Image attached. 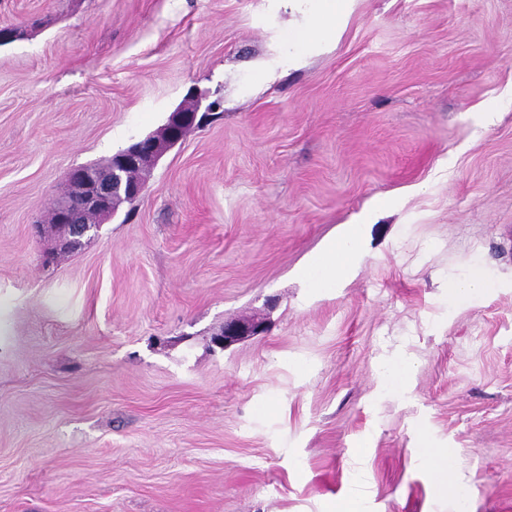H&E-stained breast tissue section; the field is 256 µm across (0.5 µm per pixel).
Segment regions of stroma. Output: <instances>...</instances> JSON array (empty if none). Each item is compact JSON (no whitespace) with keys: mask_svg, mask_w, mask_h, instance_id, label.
I'll list each match as a JSON object with an SVG mask.
<instances>
[{"mask_svg":"<svg viewBox=\"0 0 512 512\" xmlns=\"http://www.w3.org/2000/svg\"><path fill=\"white\" fill-rule=\"evenodd\" d=\"M305 11L0 0V512H456L425 447L512 512V0H355L297 66ZM193 92L140 199L45 263L70 172ZM382 202L350 279L302 287ZM230 318L265 330L219 348ZM476 271L480 274H475ZM491 286L481 269L474 268L464 280L452 287L451 293L456 299H465L482 293Z\"/></svg>","mask_w":512,"mask_h":512,"instance_id":"stroma-1","label":"stroma"}]
</instances>
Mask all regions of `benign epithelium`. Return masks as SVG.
<instances>
[{
    "mask_svg": "<svg viewBox=\"0 0 512 512\" xmlns=\"http://www.w3.org/2000/svg\"><path fill=\"white\" fill-rule=\"evenodd\" d=\"M197 117L198 109L187 112L180 108L170 116L163 136H149L112 155L111 169L101 171L82 167L75 170L70 175L75 188L72 199L57 203L60 248L67 250L73 241L98 232L101 224L114 214L118 201L140 195L142 184L131 178V173L148 162L158 161L172 145L182 141L199 124ZM262 331L259 322L230 320L224 323L215 344L227 347L242 337L258 335Z\"/></svg>",
    "mask_w": 512,
    "mask_h": 512,
    "instance_id": "obj_1",
    "label": "benign epithelium"
}]
</instances>
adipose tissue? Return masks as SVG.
<instances>
[{
	"label": "adipose tissue",
	"mask_w": 512,
	"mask_h": 512,
	"mask_svg": "<svg viewBox=\"0 0 512 512\" xmlns=\"http://www.w3.org/2000/svg\"><path fill=\"white\" fill-rule=\"evenodd\" d=\"M352 0H315L306 26L294 29L288 39L293 60H301L321 43L331 41L340 30ZM358 253V238L345 234L321 253L307 268L303 281L309 288H332L346 274Z\"/></svg>",
	"instance_id": "adipose-tissue-1"
}]
</instances>
